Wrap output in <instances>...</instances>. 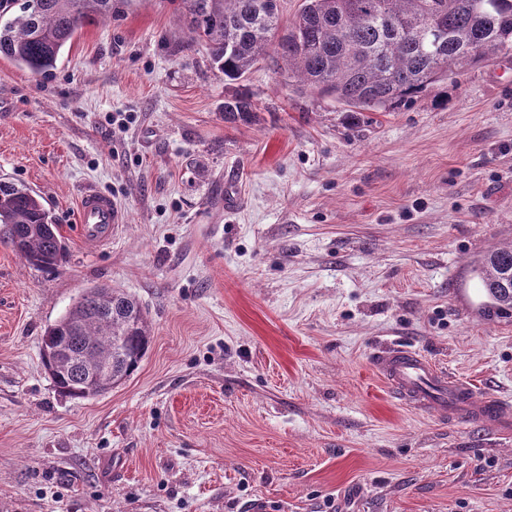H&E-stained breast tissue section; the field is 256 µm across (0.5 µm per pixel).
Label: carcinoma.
<instances>
[{
	"instance_id": "cac0c4a2",
	"label": "carcinoma",
	"mask_w": 512,
	"mask_h": 512,
	"mask_svg": "<svg viewBox=\"0 0 512 512\" xmlns=\"http://www.w3.org/2000/svg\"><path fill=\"white\" fill-rule=\"evenodd\" d=\"M116 0H0V57L48 78L83 26L112 17ZM191 45L205 50L224 79L244 78L277 55L302 89L332 97L350 112H393L430 86L512 55V0H303L288 24L280 9L257 0H170ZM285 39L277 38L280 31ZM255 117L250 97L224 101V120ZM0 235L41 270L63 257L54 219L40 195L0 178ZM489 312L512 309V245L475 262ZM145 309L118 288H93L45 329L51 353L43 363L57 391L72 399L98 395L86 376L112 356V382L125 381L148 350Z\"/></svg>"
}]
</instances>
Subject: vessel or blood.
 I'll list each match as a JSON object with an SVG mask.
<instances>
[{
    "label": "vessel or blood",
    "mask_w": 512,
    "mask_h": 512,
    "mask_svg": "<svg viewBox=\"0 0 512 512\" xmlns=\"http://www.w3.org/2000/svg\"><path fill=\"white\" fill-rule=\"evenodd\" d=\"M121 221V212L110 196L94 188L84 190L77 204V224L85 243L109 242L113 225ZM373 366L408 406L434 408L442 417L470 425L512 429V405L448 376L408 346L391 344L380 348Z\"/></svg>",
    "instance_id": "b4317fda"
}]
</instances>
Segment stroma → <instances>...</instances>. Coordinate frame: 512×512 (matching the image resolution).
I'll use <instances>...</instances> for the list:
<instances>
[{"instance_id": "1", "label": "stroma", "mask_w": 512, "mask_h": 512, "mask_svg": "<svg viewBox=\"0 0 512 512\" xmlns=\"http://www.w3.org/2000/svg\"><path fill=\"white\" fill-rule=\"evenodd\" d=\"M247 93L253 122L224 119ZM46 201L53 271L0 238V512H512V433L409 407L406 344L512 404V315L472 271L512 244V55L356 122L273 61L225 80L167 0H119L55 75L0 58V176ZM123 213L91 247L87 187ZM134 296L139 368L60 396L41 337Z\"/></svg>"}]
</instances>
